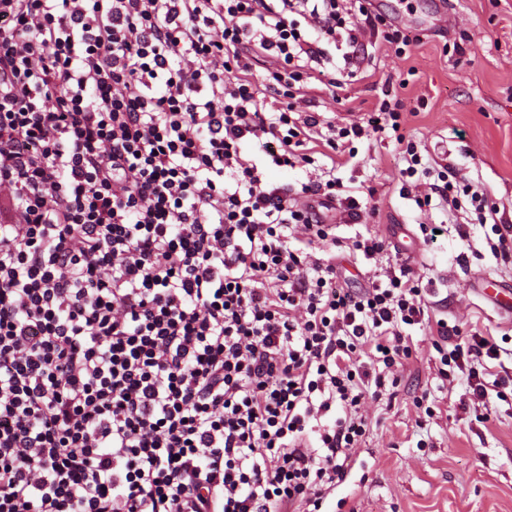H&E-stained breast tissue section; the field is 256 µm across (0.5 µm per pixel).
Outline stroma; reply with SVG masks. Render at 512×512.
<instances>
[{
	"label": "stroma",
	"instance_id": "35a3bbf8",
	"mask_svg": "<svg viewBox=\"0 0 512 512\" xmlns=\"http://www.w3.org/2000/svg\"><path fill=\"white\" fill-rule=\"evenodd\" d=\"M372 9L406 29L413 44L399 56L380 34H366L367 77L318 96V112L335 123L355 121L382 87L392 88L403 103L404 132L419 150L457 181L485 186L512 225V0H372ZM458 41L464 53L454 52ZM356 147V158L335 175L377 213L337 225L335 234L342 243L380 236L388 248L368 259L329 245L323 256L351 288L408 262L427 283L434 321L412 328L415 353L363 407L366 434L321 512H512V313L497 311L475 288L488 277L512 289V264L493 254L490 225L468 223V198L456 210L436 201L418 208L402 190L393 142L374 137ZM424 224L448 231L428 244ZM439 318L497 345L499 357L488 366L503 386L491 409L467 403L462 373L439 377Z\"/></svg>",
	"mask_w": 512,
	"mask_h": 512
}]
</instances>
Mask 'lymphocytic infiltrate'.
I'll use <instances>...</instances> for the list:
<instances>
[{
    "instance_id": "lymphocytic-infiltrate-1",
    "label": "lymphocytic infiltrate",
    "mask_w": 512,
    "mask_h": 512,
    "mask_svg": "<svg viewBox=\"0 0 512 512\" xmlns=\"http://www.w3.org/2000/svg\"><path fill=\"white\" fill-rule=\"evenodd\" d=\"M381 22L370 0H0V512L318 510L345 480L385 386L368 366L411 358L426 291L406 264L343 287L309 203L361 204L333 177L269 183L264 163L382 134L401 176L435 178L418 207L498 214L432 174L391 90L322 139L295 109L357 76L366 32L410 45ZM436 325L441 365L489 406L495 345Z\"/></svg>"
}]
</instances>
